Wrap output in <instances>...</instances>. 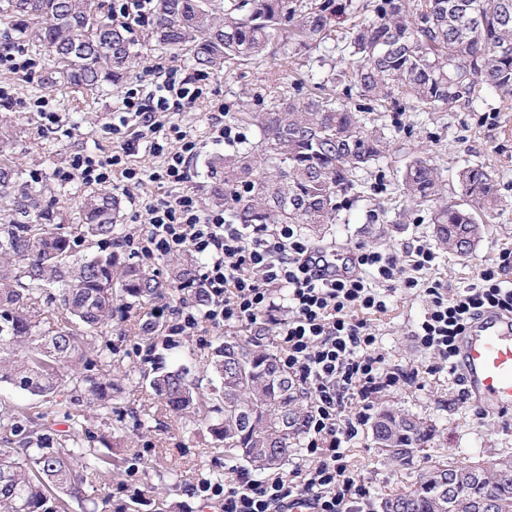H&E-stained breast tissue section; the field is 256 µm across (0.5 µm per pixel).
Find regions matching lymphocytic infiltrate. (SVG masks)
I'll use <instances>...</instances> for the list:
<instances>
[{"mask_svg": "<svg viewBox=\"0 0 512 512\" xmlns=\"http://www.w3.org/2000/svg\"><path fill=\"white\" fill-rule=\"evenodd\" d=\"M202 81L197 71L158 58L112 113L111 156L76 150L54 176L91 188L127 191L146 181L163 186L160 198L145 202V225L125 245L149 266L171 255L198 256L194 286L204 294L206 307L158 305L154 318H167L173 336L196 335L203 321L217 329L274 324L278 360L307 396L310 465L301 479L259 480L238 473L193 485V495L215 502L218 512H291L299 501L307 502L310 512H367L370 490L347 460L348 445L366 424L376 398L418 375L391 367L379 350L366 320L387 310L378 283L422 287L427 305L412 330L414 341L434 355L427 372H447L458 386L457 339L466 324L487 310L512 313V249L481 264L476 283L451 295L441 281L421 284L407 276V268L420 271L434 262L426 246L414 247L407 265L396 253L361 249L356 270L336 278L329 274L335 250L315 247L297 225L233 224L223 209L203 210L186 187L198 143L174 120L204 98ZM143 142L159 160L150 170L132 161Z\"/></svg>", "mask_w": 512, "mask_h": 512, "instance_id": "1", "label": "lymphocytic infiltrate"}]
</instances>
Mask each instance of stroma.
Listing matches in <instances>:
<instances>
[{"mask_svg":"<svg viewBox=\"0 0 512 512\" xmlns=\"http://www.w3.org/2000/svg\"><path fill=\"white\" fill-rule=\"evenodd\" d=\"M348 27V22H341L324 44L301 50L292 59L268 57L258 63L234 64L216 74L209 81V90L223 99L226 120L240 125L246 137L256 142L260 132L257 126L242 122V112L266 111L284 94H342L345 84L341 75L347 69L342 37ZM133 35L137 61L132 78L145 75L160 56L178 65H190L187 51L162 47L149 38L147 28H134ZM21 48L37 60L35 72L24 75L0 66V85L8 87L17 99L52 98L66 122L62 129L50 132L42 129L37 113L22 111L17 105L0 106V132L9 140L6 154L23 173L41 170L42 182L48 187L44 207L56 215L58 228L70 239L74 253L87 255L92 247L83 236L78 208L84 188L58 182L54 171L69 153L80 148L102 157L111 155L113 144L104 128L123 90L109 86L99 92H74L58 82V65L42 49L28 42ZM206 111V104L200 103L180 116L182 125L201 140L188 186L205 209L210 206L206 163L222 151L221 146L205 139ZM361 119L383 127L390 150L379 163L362 172L356 190L341 197L336 221L324 226L317 246L336 250L350 262L362 247L400 253L425 244L434 248L436 259L430 268L418 271V279L443 280L452 292L467 287L475 281L482 262L494 258L501 249L512 248V107H504L497 94L485 88L471 105L451 112L424 109L402 99L383 117L365 112ZM416 158L435 165L443 183L450 187L455 186L458 171L469 164L484 166L499 182L501 204L493 216L481 218V233L470 257L439 248L429 207L406 197L402 174ZM424 308L421 289L396 287L389 292L387 312L369 318L387 362L420 371L413 384L380 395L376 407H395L435 429L432 443L417 449L406 465L388 459L374 442L370 427L360 430L348 460L358 468L375 502L411 490L420 473L438 462L512 458V415L478 417L476 408L461 399L446 374L426 373L433 358L416 347L411 333ZM151 315V305L132 308L126 318L103 329L96 340L97 346L112 350L111 372L123 381L111 414L98 415L86 399L66 389L46 399L5 383L0 384V410L43 414L58 430L63 429L67 414L78 412L86 418L89 437L125 435L124 443L109 446L111 472L85 486L89 497H107L106 512H203L204 503L190 492V484L243 470L244 462L227 456L223 443L207 426L175 417L149 389L125 381L124 375L132 370H151L161 361L170 367L184 365L202 391H209L205 359L224 337H243L247 330L208 327L199 338H169L159 332L149 344L137 336L133 324ZM144 414L151 417L148 426L134 429V417ZM172 469L181 473L179 483L168 481L167 473ZM137 488L142 491L138 497L133 494Z\"/></svg>","mask_w":512,"mask_h":512,"instance_id":"35a3bbf8","label":"stroma"}]
</instances>
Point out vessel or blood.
<instances>
[{"mask_svg": "<svg viewBox=\"0 0 512 512\" xmlns=\"http://www.w3.org/2000/svg\"><path fill=\"white\" fill-rule=\"evenodd\" d=\"M465 397L484 414L512 409V316L483 315L461 340Z\"/></svg>", "mask_w": 512, "mask_h": 512, "instance_id": "vessel-or-blood-1", "label": "vessel or blood"}]
</instances>
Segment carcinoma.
I'll return each mask as SVG.
<instances>
[{
    "instance_id": "cac0c4a2",
    "label": "carcinoma",
    "mask_w": 512,
    "mask_h": 512,
    "mask_svg": "<svg viewBox=\"0 0 512 512\" xmlns=\"http://www.w3.org/2000/svg\"><path fill=\"white\" fill-rule=\"evenodd\" d=\"M347 6L335 0H157L152 37L190 53L201 71L256 61L270 54L284 60L331 35ZM19 38L37 43L62 64L59 71L77 92L117 85L133 67L135 39L112 22L105 0H5ZM350 86L385 112L397 97L451 111L468 106L482 88L512 102V0H377L349 32ZM261 141L243 140L209 162L212 204L234 224H304L317 235L336 221V198L358 186V172L384 157L387 141L334 97L284 99L257 116ZM403 183L418 205H432L439 244L461 257L472 254L480 233L474 210L485 215L501 203L499 185L482 166L459 173L462 201L445 198L437 169L416 158ZM44 185L21 181L0 154V205L18 216L0 225V383L48 398L64 386L89 400L100 415L112 412L119 383L112 380V350L95 349V335L112 325L121 308L149 303L166 290L192 281L193 260H171L163 281L136 262L114 254L78 257L70 240L52 228L42 205ZM118 199L108 191L81 196L84 236L120 241ZM36 214L40 223L31 224ZM59 293L64 316L43 315L44 290ZM96 351L101 373L80 372ZM208 367L220 384L212 388L221 418L208 423L225 450L257 470L288 459L303 434L304 396L276 356L249 341L229 337L212 353ZM149 387L177 415L207 423V402L185 368L163 365L143 373ZM84 416L67 414V429L51 431L43 416L20 419L0 413V434L16 447L0 448V512H64L84 501L86 482L109 471L112 457L84 442ZM375 442L402 463L432 437V427L391 408L371 426ZM277 464H271L272 460ZM489 463L435 466L414 488L381 498L379 512H474L479 476ZM460 477L465 491L448 508L437 490ZM493 512H512V475L491 489Z\"/></svg>"
}]
</instances>
